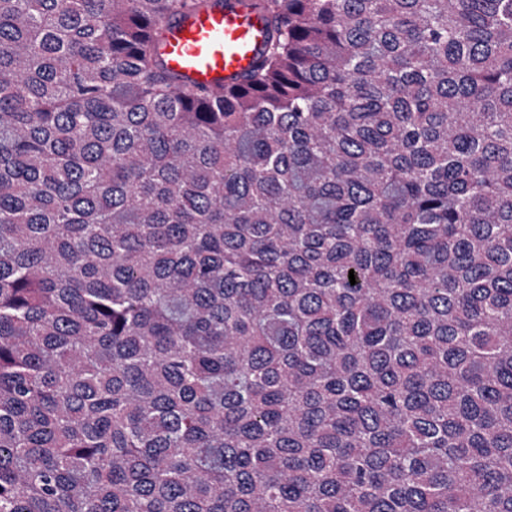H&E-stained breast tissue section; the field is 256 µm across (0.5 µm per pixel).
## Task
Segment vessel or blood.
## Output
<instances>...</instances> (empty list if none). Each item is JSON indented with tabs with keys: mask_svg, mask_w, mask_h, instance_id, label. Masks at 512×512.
<instances>
[{
	"mask_svg": "<svg viewBox=\"0 0 512 512\" xmlns=\"http://www.w3.org/2000/svg\"><path fill=\"white\" fill-rule=\"evenodd\" d=\"M264 35L262 19L235 0L176 16L160 33L168 68L215 89L250 67Z\"/></svg>",
	"mask_w": 512,
	"mask_h": 512,
	"instance_id": "vessel-or-blood-1",
	"label": "vessel or blood"
}]
</instances>
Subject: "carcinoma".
I'll list each match as a JSON object with an SVG mask.
<instances>
[{
    "mask_svg": "<svg viewBox=\"0 0 512 512\" xmlns=\"http://www.w3.org/2000/svg\"><path fill=\"white\" fill-rule=\"evenodd\" d=\"M224 2L0 0V512H512V0ZM234 1L178 15L164 24L160 37L170 70L217 89L250 67L263 43L265 25Z\"/></svg>",
    "mask_w": 512,
    "mask_h": 512,
    "instance_id": "cac0c4a2",
    "label": "carcinoma"
}]
</instances>
